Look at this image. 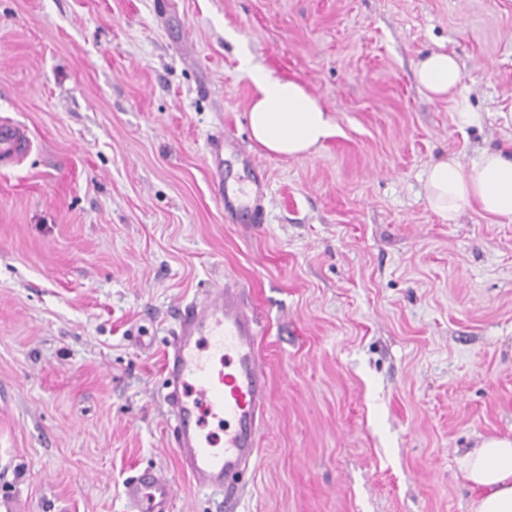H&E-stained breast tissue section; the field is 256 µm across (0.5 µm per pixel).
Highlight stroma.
Listing matches in <instances>:
<instances>
[{
  "label": "stroma",
  "mask_w": 512,
  "mask_h": 512,
  "mask_svg": "<svg viewBox=\"0 0 512 512\" xmlns=\"http://www.w3.org/2000/svg\"><path fill=\"white\" fill-rule=\"evenodd\" d=\"M454 53L480 125L414 66ZM302 83L334 132L309 156L251 138L241 56ZM0 512H224L173 450L167 330L233 283L271 407L239 512H472L460 459L512 438V222L444 221L422 174L512 150V0H0ZM263 172L233 224L207 142ZM22 144L25 145L23 128L10 121L0 122V166L17 162ZM231 145L232 142L227 136L224 137V134L213 136L208 140L211 184L216 198L224 205V212L235 217L237 221L260 224L263 214L260 201L265 195L267 185L260 178H256L253 181L254 189H230L224 177V147ZM242 196L247 199L246 205L241 204ZM175 489L159 470L146 469L128 479L124 496L134 512H171Z\"/></svg>",
  "instance_id": "stroma-1"
}]
</instances>
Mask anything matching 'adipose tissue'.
Listing matches in <instances>:
<instances>
[{"instance_id":"adipose-tissue-1","label":"adipose tissue","mask_w":512,"mask_h":512,"mask_svg":"<svg viewBox=\"0 0 512 512\" xmlns=\"http://www.w3.org/2000/svg\"><path fill=\"white\" fill-rule=\"evenodd\" d=\"M240 70L254 88L247 114L250 134L266 153L300 158L331 135L328 112L303 84L274 75L247 56ZM414 76L429 98L453 101L462 94L463 74L453 54L431 52L416 63ZM425 191L431 209L449 223H457L472 206L512 222V152L487 149L468 164L453 156L437 161L425 172ZM460 463L478 492L473 512H512V438H484Z\"/></svg>"}]
</instances>
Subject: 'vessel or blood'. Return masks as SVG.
Instances as JSON below:
<instances>
[{"label": "vessel or blood", "instance_id": "obj_1", "mask_svg": "<svg viewBox=\"0 0 512 512\" xmlns=\"http://www.w3.org/2000/svg\"><path fill=\"white\" fill-rule=\"evenodd\" d=\"M24 142L20 125L0 122V166L17 162ZM229 144L221 135L208 141L215 195L237 221L260 223L267 185L257 178L252 189H230L224 176ZM260 335L242 289L229 286L181 307L164 353L165 403L179 466L196 487L223 494L225 512L238 510L241 478L258 460L269 411ZM174 495L173 483L157 470H143L124 484L133 512H171Z\"/></svg>", "mask_w": 512, "mask_h": 512}]
</instances>
